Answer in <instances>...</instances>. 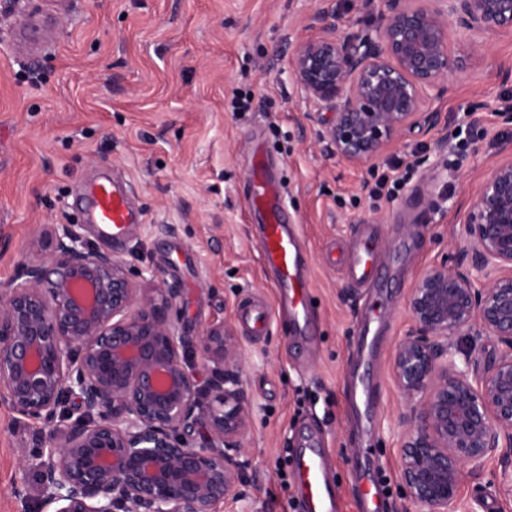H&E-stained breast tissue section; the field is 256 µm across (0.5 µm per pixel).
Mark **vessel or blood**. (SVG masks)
I'll return each instance as SVG.
<instances>
[{
  "mask_svg": "<svg viewBox=\"0 0 512 512\" xmlns=\"http://www.w3.org/2000/svg\"><path fill=\"white\" fill-rule=\"evenodd\" d=\"M251 186L248 204L261 220L260 258L274 274V286L279 293V311L293 322H307L309 291L301 272L302 254L296 233L284 219L281 186L267 172L266 156L254 148L250 167ZM83 208L89 223L99 225L113 241L126 237L130 225L139 224L143 216L124 186L108 180L99 181L84 199ZM377 265L375 240L364 235L350 261V271L356 283L372 280ZM296 484L301 512H334L336 487L328 474L324 449L307 443L300 447L294 461Z\"/></svg>",
  "mask_w": 512,
  "mask_h": 512,
  "instance_id": "1",
  "label": "vessel or blood"
}]
</instances>
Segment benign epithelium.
Segmentation results:
<instances>
[{
    "label": "benign epithelium",
    "mask_w": 512,
    "mask_h": 512,
    "mask_svg": "<svg viewBox=\"0 0 512 512\" xmlns=\"http://www.w3.org/2000/svg\"><path fill=\"white\" fill-rule=\"evenodd\" d=\"M450 17L466 31L512 29V0H384L374 33L346 39L327 6L316 11L319 35L297 45L293 76L315 106L334 110L319 135L326 151L372 162L439 122L426 97L445 90ZM500 152L511 158L458 229L463 260L415 281L412 330L392 354L409 405L400 491L426 512H450L464 467L512 453V144ZM39 239L48 251L0 289V406L49 427L14 495L52 512H220L241 481L235 453L250 430L233 334L219 323L200 336L197 357L216 368L204 378L168 316L174 289L144 297L143 274L69 224H46ZM461 336L501 345L473 378L448 358Z\"/></svg>",
    "instance_id": "benign-epithelium-1"
}]
</instances>
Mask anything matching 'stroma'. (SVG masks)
Instances as JSON below:
<instances>
[{
  "label": "stroma",
  "mask_w": 512,
  "mask_h": 512,
  "mask_svg": "<svg viewBox=\"0 0 512 512\" xmlns=\"http://www.w3.org/2000/svg\"><path fill=\"white\" fill-rule=\"evenodd\" d=\"M319 0H0V286L36 256L38 228L71 224L92 246L176 289L169 309L188 345L221 322L237 341L250 431L229 512H294L282 473L305 438L327 448L342 512H361L358 467L373 472L384 512H420L398 491L406 406L391 356L412 329L406 300L429 267L457 258L458 228L512 139V31L450 29L449 89L427 105L441 122L377 162L323 150L331 112L314 111L292 77L297 44L314 37ZM337 34L370 33L356 0H330ZM245 96L250 108L231 109ZM281 184L307 256L311 320H270L255 336L242 305L277 310L246 202L254 142ZM103 175L128 183L144 217L121 242L87 223L79 201ZM395 182L392 198L373 193ZM382 268L371 287L343 259L364 230ZM458 367L481 373L494 337L463 340ZM375 391L365 405L356 392ZM39 423L0 409V512H46L12 492L22 454L45 443ZM452 512H512V455L465 467Z\"/></svg>",
  "instance_id": "1"
}]
</instances>
